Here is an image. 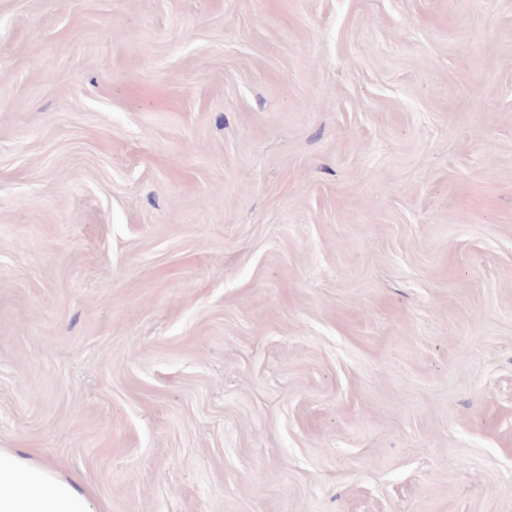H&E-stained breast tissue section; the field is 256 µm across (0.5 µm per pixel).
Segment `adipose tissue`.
Masks as SVG:
<instances>
[{
    "mask_svg": "<svg viewBox=\"0 0 512 512\" xmlns=\"http://www.w3.org/2000/svg\"><path fill=\"white\" fill-rule=\"evenodd\" d=\"M0 512H94L77 479L0 449Z\"/></svg>",
    "mask_w": 512,
    "mask_h": 512,
    "instance_id": "ef3b65f1",
    "label": "adipose tissue"
}]
</instances>
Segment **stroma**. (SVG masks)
<instances>
[{
  "label": "stroma",
  "mask_w": 512,
  "mask_h": 512,
  "mask_svg": "<svg viewBox=\"0 0 512 512\" xmlns=\"http://www.w3.org/2000/svg\"><path fill=\"white\" fill-rule=\"evenodd\" d=\"M0 448L512 512V0H0Z\"/></svg>",
  "instance_id": "1"
}]
</instances>
